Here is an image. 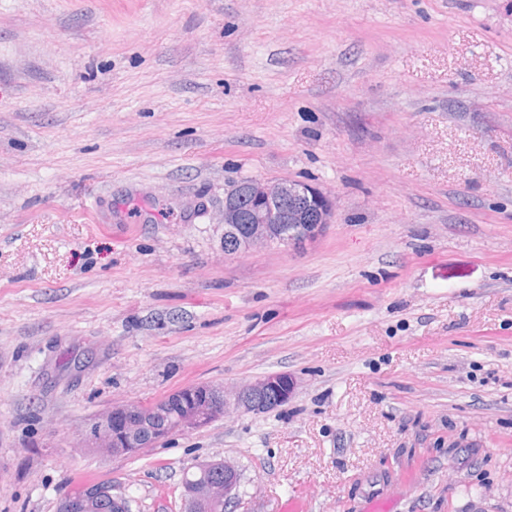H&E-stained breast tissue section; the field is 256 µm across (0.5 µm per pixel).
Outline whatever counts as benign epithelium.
<instances>
[{"instance_id": "obj_1", "label": "benign epithelium", "mask_w": 512, "mask_h": 512, "mask_svg": "<svg viewBox=\"0 0 512 512\" xmlns=\"http://www.w3.org/2000/svg\"><path fill=\"white\" fill-rule=\"evenodd\" d=\"M335 200L320 189L302 181L248 178L224 189V233L237 238L241 251L263 249L278 242L283 248L298 247L324 233L332 222ZM277 387L285 397L294 391L295 381L286 373L255 380L229 392L222 385L188 387L178 400L163 397L150 405L125 404L99 413L88 424L86 448H110L112 454L133 456L141 449L168 439L174 433H187L210 425L233 408L242 413H261L258 393ZM202 486L186 479L181 484L183 503L200 498ZM112 487L87 486L80 499L69 501V512L81 501L111 493ZM239 473L224 463V510L241 508Z\"/></svg>"}]
</instances>
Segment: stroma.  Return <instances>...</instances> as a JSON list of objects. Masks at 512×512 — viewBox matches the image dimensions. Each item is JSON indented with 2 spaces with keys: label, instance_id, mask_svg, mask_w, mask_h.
<instances>
[{
  "label": "stroma",
  "instance_id": "stroma-1",
  "mask_svg": "<svg viewBox=\"0 0 512 512\" xmlns=\"http://www.w3.org/2000/svg\"><path fill=\"white\" fill-rule=\"evenodd\" d=\"M250 177L332 223L225 254ZM282 372L268 412L82 446ZM214 460L248 512H512V0H0V512H182ZM271 387H278L288 400L294 391L295 381L287 373H276L242 385L233 392H228L223 385L200 384V387H185L183 395L176 401L163 397L150 405L115 406L99 413L88 424L84 447L106 452V448H112V455L133 456L142 448L165 441L174 433L206 427L222 418L231 407L242 413L272 410L255 400L258 393ZM219 397H223L224 402H219ZM212 399H215L214 403ZM171 415L176 416L172 424L168 422ZM112 491V486H108L106 488L98 487L97 485H88L84 491L81 493L80 499H70L67 506L69 507V511L66 512H124L116 502L112 500L110 497L99 498L97 497L102 493L110 494ZM96 499V501L92 504L91 507L84 509L83 511H76L72 507V504H75L76 507H81L82 500H92Z\"/></svg>",
  "mask_w": 512,
  "mask_h": 512
}]
</instances>
